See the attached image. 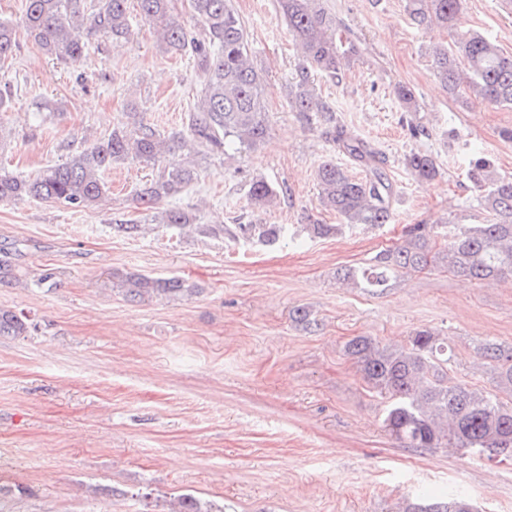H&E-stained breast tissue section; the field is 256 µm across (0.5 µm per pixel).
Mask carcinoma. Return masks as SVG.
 I'll return each mask as SVG.
<instances>
[{"label": "carcinoma", "instance_id": "carcinoma-1", "mask_svg": "<svg viewBox=\"0 0 512 512\" xmlns=\"http://www.w3.org/2000/svg\"><path fill=\"white\" fill-rule=\"evenodd\" d=\"M200 20L201 31L183 26L171 10V0H137L139 13L168 52L189 53L199 72L201 101L189 115L193 141L212 149H254L268 133L265 79L254 62L249 37L231 0H190ZM128 0H25L21 25L48 54L63 62L81 60L88 51V34L94 32L117 46L130 39L132 28ZM290 33L300 43L302 64L289 85L288 105L294 112L317 113L328 123L336 122L329 104L314 88L313 73L336 77L343 63L355 52L344 47L336 17L322 0H277ZM465 0H408L411 21L425 29L437 24L453 36L450 45L432 50L433 69L454 101H467L473 94L501 106L512 107V56L504 55L490 39L476 32H460ZM18 48L14 26L0 23V61L13 57ZM394 94L407 112L416 111L413 90L403 84ZM335 142L356 165L365 170L358 179L332 160L320 164L317 183L321 202L335 211L339 224H304L314 238L336 235L345 227H377L393 217L395 185L383 162L370 145L344 127H337ZM161 139L143 124L134 129L115 127L69 158L48 166L31 178L0 173V202L25 198L62 204L72 209L89 208L109 190L103 179L113 165L129 160L156 162L182 149ZM405 167L415 180L427 182L439 174L433 155L413 151ZM467 176L481 205L494 216L490 224H457L448 232L444 247L436 250L439 228L427 224L407 227L398 246L377 254L370 264L349 267L336 277L353 288L383 292L397 277L410 271L440 267L448 272L491 283L512 275V176L497 171L494 161L474 155ZM195 178L194 168L170 163L137 193L138 205L150 209L177 194ZM279 191L262 178L252 181L249 200L258 207L269 204ZM192 216L177 208L165 211L163 224L185 229ZM212 237H255L273 244L283 236L279 224H237L235 228L204 226ZM124 296L132 302L170 298L191 292L177 278L127 273L118 277ZM28 318L0 308V336H25ZM347 355L356 359L363 380L373 391L388 397L383 423L407 448H458L474 455H500L512 449V406L492 393L483 394L448 377V345L431 329L414 332L400 346L383 345L370 336H355L345 344ZM483 365L494 372L498 390L512 396V347L484 342L477 347ZM177 512H224L190 494L177 498ZM404 512H475L465 497L453 494L432 503H409Z\"/></svg>", "mask_w": 512, "mask_h": 512}]
</instances>
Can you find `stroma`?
<instances>
[{
  "label": "stroma",
  "instance_id": "1",
  "mask_svg": "<svg viewBox=\"0 0 512 512\" xmlns=\"http://www.w3.org/2000/svg\"><path fill=\"white\" fill-rule=\"evenodd\" d=\"M406 4L324 0L356 51L338 78L316 80L341 123L384 157L398 191L389 224L287 234L272 246L198 232L339 221L320 202L316 173L347 158L329 125L288 106L302 55L276 0H232L264 69L269 129L257 148L192 156L197 179L162 207L188 212L196 228L162 226L157 210L136 206L157 163L107 171L109 194L90 208L0 203V308L33 323L28 335L0 336V486L9 489L0 512H171L182 494L225 512H403L417 494L451 491L478 512H512V460L403 447L383 425L386 398L344 351L355 336L400 344L429 328L454 350L452 380L492 393L475 347L512 346V280L428 268L373 295L336 279L400 243L409 225L487 223L470 155L512 175V140L501 136L512 108L450 100L428 55L449 33L413 25ZM128 7L134 36L115 47L89 35L76 63L18 32L14 60L0 67L12 93L0 112V172L34 176L136 119L165 138L186 133L200 90L194 62L162 51L136 0ZM464 26L512 55V6L467 0ZM398 83L418 102L408 123ZM413 150L435 157V180L405 169ZM256 177L279 189L273 206L250 203ZM129 220L137 232L114 231ZM48 272L54 286L39 285ZM128 272L177 277L193 292L133 303L112 285ZM298 307L317 328L295 323Z\"/></svg>",
  "mask_w": 512,
  "mask_h": 512
}]
</instances>
